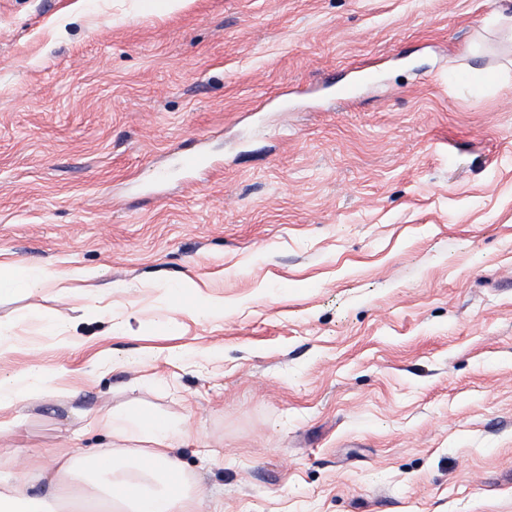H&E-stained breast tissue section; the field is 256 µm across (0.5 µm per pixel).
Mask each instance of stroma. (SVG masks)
I'll return each mask as SVG.
<instances>
[{
	"label": "stroma",
	"instance_id": "stroma-1",
	"mask_svg": "<svg viewBox=\"0 0 512 512\" xmlns=\"http://www.w3.org/2000/svg\"><path fill=\"white\" fill-rule=\"evenodd\" d=\"M499 15L0 0V259L92 276L0 299V372L57 387L0 455L93 453L84 412L141 409L180 422L200 512H512Z\"/></svg>",
	"mask_w": 512,
	"mask_h": 512
}]
</instances>
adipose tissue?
<instances>
[{"label":"adipose tissue","mask_w":512,"mask_h":512,"mask_svg":"<svg viewBox=\"0 0 512 512\" xmlns=\"http://www.w3.org/2000/svg\"><path fill=\"white\" fill-rule=\"evenodd\" d=\"M58 282L47 270L0 260V298L35 296ZM47 383L36 367L22 375H0V432L17 424L20 404ZM87 424L116 437L138 435L143 446L109 448L90 458L73 451L39 465L14 453L8 469L0 471V512H199L173 452L181 435L177 425L141 412L110 410L95 411Z\"/></svg>","instance_id":"1"}]
</instances>
